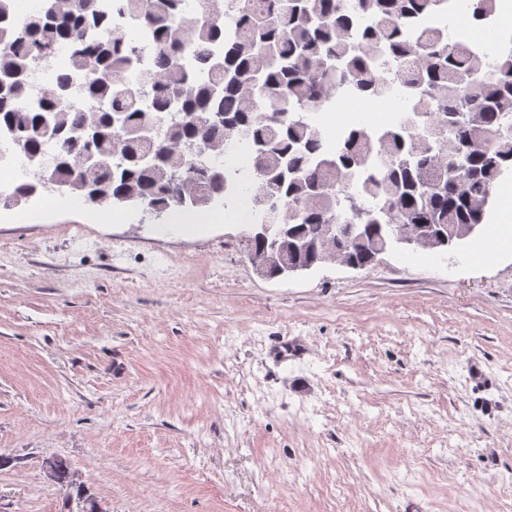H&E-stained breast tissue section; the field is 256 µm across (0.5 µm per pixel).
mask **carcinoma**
<instances>
[{
  "mask_svg": "<svg viewBox=\"0 0 512 512\" xmlns=\"http://www.w3.org/2000/svg\"><path fill=\"white\" fill-rule=\"evenodd\" d=\"M119 0L155 44L94 0H53L0 28V129L34 160L50 143L64 161L51 179L104 202L141 201L159 216L187 197L200 212L236 189L218 164L229 144L251 149L254 220L283 224L288 262L337 252L372 264L392 225L409 224L452 248L448 226L481 224L512 172V36L472 54L448 36V0ZM480 22L498 0H470ZM224 40V51L213 50ZM61 69L36 106L31 75ZM96 102H71L75 78ZM400 87L419 126L402 118L378 132L350 129L331 147L309 112L344 88L381 101ZM320 224H361L326 242ZM56 483L74 469L55 457Z\"/></svg>",
  "mask_w": 512,
  "mask_h": 512,
  "instance_id": "cac0c4a2",
  "label": "carcinoma"
}]
</instances>
